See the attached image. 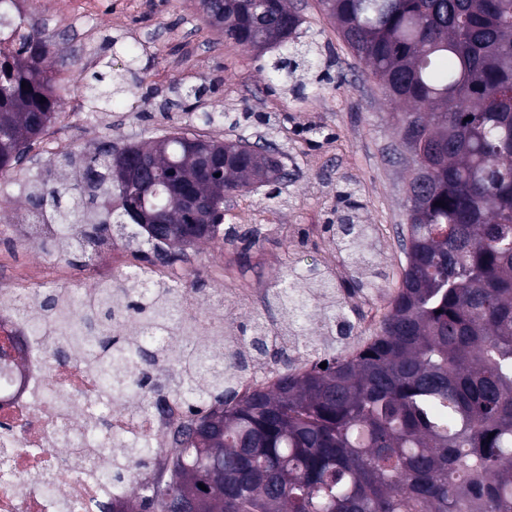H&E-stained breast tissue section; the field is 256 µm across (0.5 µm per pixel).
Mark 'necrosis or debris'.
Masks as SVG:
<instances>
[{"label": "necrosis or debris", "instance_id": "necrosis-or-debris-1", "mask_svg": "<svg viewBox=\"0 0 512 512\" xmlns=\"http://www.w3.org/2000/svg\"><path fill=\"white\" fill-rule=\"evenodd\" d=\"M26 0H0V63L26 53ZM45 270L34 267L0 288V349L21 343L16 311ZM45 339L33 337L26 372L0 356V512H95L112 497V459L121 452L113 436L159 447L186 407L170 403L147 415L134 407L137 392L113 403L99 375L79 356L48 363Z\"/></svg>", "mask_w": 512, "mask_h": 512}]
</instances>
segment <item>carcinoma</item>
Listing matches in <instances>:
<instances>
[{"instance_id": "obj_1", "label": "carcinoma", "mask_w": 512, "mask_h": 512, "mask_svg": "<svg viewBox=\"0 0 512 512\" xmlns=\"http://www.w3.org/2000/svg\"><path fill=\"white\" fill-rule=\"evenodd\" d=\"M355 56L369 67L397 113L394 133L428 182L407 199L398 225L404 256L398 289L372 334L357 330L340 289L377 285L368 224L333 235L347 253L346 277L328 265L291 268L271 299L277 321L255 319L241 335L200 340L186 312L190 293L152 280L146 265L185 248L170 224L213 239L224 221V193L248 190L265 158L215 176L200 168L190 141L170 131L127 149L150 158L160 182L146 200L163 212L143 230V265L96 282L77 313L71 293L37 288L47 362L74 348L92 353L112 399L136 383L144 414L169 400L193 403L170 433L158 480L98 512H512V0H320ZM214 26L239 45L276 41L288 64L310 63L294 44L302 18L286 0H200ZM46 52L0 65V170L20 163L56 120L62 102ZM104 76L72 85L98 102ZM26 87H21V83ZM46 101H41V98ZM471 120H466V117ZM118 149L98 139L85 152L46 160L75 167L74 181L34 185L29 223L41 246L77 263L112 243V225L132 222L116 167ZM311 360L299 366L298 349ZM327 363L321 368V363ZM155 449L126 448L112 479L154 465ZM206 489L199 488V485Z\"/></svg>"}]
</instances>
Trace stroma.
Wrapping results in <instances>:
<instances>
[{
	"label": "stroma",
	"mask_w": 512,
	"mask_h": 512,
	"mask_svg": "<svg viewBox=\"0 0 512 512\" xmlns=\"http://www.w3.org/2000/svg\"><path fill=\"white\" fill-rule=\"evenodd\" d=\"M111 2L94 21L97 35L87 53H76L62 36L48 55L65 84L100 72L111 75L116 89L90 117L60 112L55 124L69 134L59 151L78 152L101 137L123 147L176 128L220 142L262 137L275 143L287 156L291 181L224 201L225 224L258 229L256 241L248 246L218 237L188 247L180 280L198 282L196 266L212 265L224 275V304L210 315L231 325L273 319L272 288L288 267L325 263L329 225L353 212L375 226L374 261L385 273L378 287L357 289L351 300V319L359 334L369 335L401 279L393 227L405 221L403 171L391 107L318 0H292L303 20L298 37L312 46L317 66L299 68L285 81L270 77L272 53L225 40L198 0ZM48 155L37 142L27 151L28 164L0 171V260L16 273L47 261L33 237L4 228L28 206L20 185L29 173L58 178V170L44 168Z\"/></svg>",
	"instance_id": "obj_1"
}]
</instances>
